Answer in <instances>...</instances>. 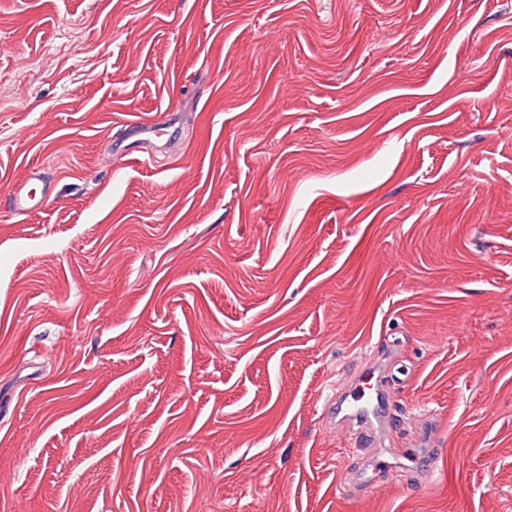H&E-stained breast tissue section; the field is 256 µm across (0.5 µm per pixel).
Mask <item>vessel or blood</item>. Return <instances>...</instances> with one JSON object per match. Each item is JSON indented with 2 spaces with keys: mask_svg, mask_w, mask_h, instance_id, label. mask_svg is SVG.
<instances>
[{
  "mask_svg": "<svg viewBox=\"0 0 512 512\" xmlns=\"http://www.w3.org/2000/svg\"><path fill=\"white\" fill-rule=\"evenodd\" d=\"M136 132V143L117 149L116 157L123 158L144 150H163L175 139L173 123L167 119L137 125ZM52 194L51 184L40 170L35 169L10 188L9 201L13 212L23 216ZM376 354L375 361L333 388L323 409V419L329 430L353 435L364 448L383 447L385 439L393 434L391 387L397 384L404 370L396 345L379 346Z\"/></svg>",
  "mask_w": 512,
  "mask_h": 512,
  "instance_id": "b4317fda",
  "label": "vessel or blood"
}]
</instances>
